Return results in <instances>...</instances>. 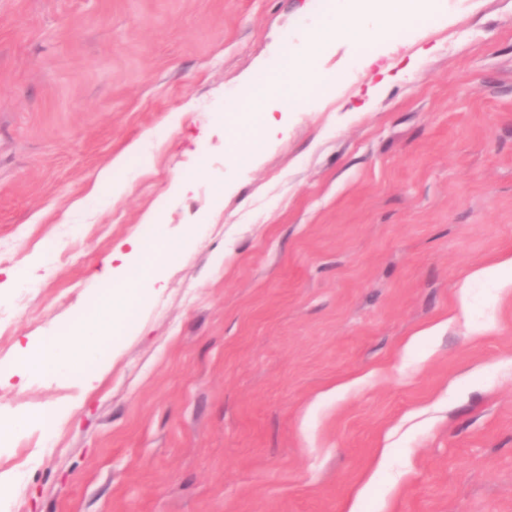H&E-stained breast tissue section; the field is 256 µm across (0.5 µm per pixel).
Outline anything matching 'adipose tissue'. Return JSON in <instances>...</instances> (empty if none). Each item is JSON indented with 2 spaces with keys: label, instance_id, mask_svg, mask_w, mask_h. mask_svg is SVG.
<instances>
[{
  "label": "adipose tissue",
  "instance_id": "adipose-tissue-1",
  "mask_svg": "<svg viewBox=\"0 0 512 512\" xmlns=\"http://www.w3.org/2000/svg\"><path fill=\"white\" fill-rule=\"evenodd\" d=\"M174 259L159 241L130 236L111 247L92 276L101 291L59 335L31 338L20 346L23 374L45 378L83 374L96 379L113 353L111 337L141 310L143 296L162 290Z\"/></svg>",
  "mask_w": 512,
  "mask_h": 512
}]
</instances>
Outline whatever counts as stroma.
I'll list each match as a JSON object with an SVG mask.
<instances>
[{
    "label": "stroma",
    "instance_id": "obj_1",
    "mask_svg": "<svg viewBox=\"0 0 512 512\" xmlns=\"http://www.w3.org/2000/svg\"><path fill=\"white\" fill-rule=\"evenodd\" d=\"M450 5L364 113L337 42L343 99L239 171L224 100L323 0H0V268L44 257L0 292V416L69 414L0 446V512H512V295L467 280L512 251V0ZM150 213L200 231L102 379L15 375Z\"/></svg>",
    "mask_w": 512,
    "mask_h": 512
}]
</instances>
